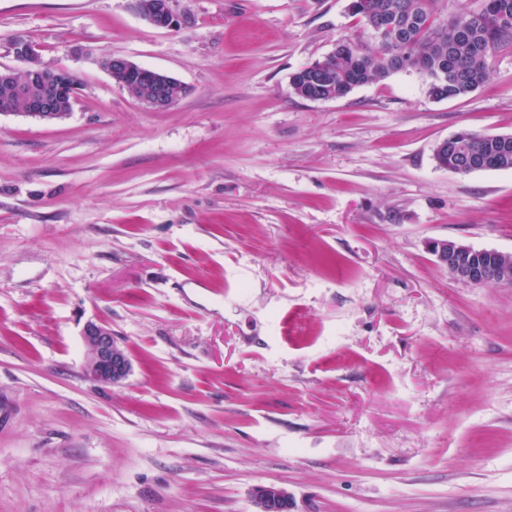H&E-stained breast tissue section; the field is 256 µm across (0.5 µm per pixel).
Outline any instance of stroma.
Instances as JSON below:
<instances>
[{"label": "stroma", "mask_w": 512, "mask_h": 512, "mask_svg": "<svg viewBox=\"0 0 512 512\" xmlns=\"http://www.w3.org/2000/svg\"><path fill=\"white\" fill-rule=\"evenodd\" d=\"M348 0H0L80 79L70 115L0 114V512H512V285L427 249L512 254V170L459 177L436 144L512 133V51L466 97L414 71L313 102L290 79ZM122 56L178 79L165 110ZM132 362L85 371L87 321ZM133 9L150 25L157 28H173L188 20L184 12L177 11L176 0H132ZM112 80L119 86H125L138 92L135 98L155 110L171 107L180 98L176 90L175 96L171 91L175 87L183 88L179 81L166 73L142 67L134 62L118 56L105 57L101 61ZM429 250L439 263L448 266V273L458 281L472 284L512 283V263L500 262V251L476 249L454 240L431 241ZM491 271L494 272V280H491ZM253 498L259 512H288L291 509L288 493L280 487L256 486Z\"/></svg>", "instance_id": "stroma-1"}]
</instances>
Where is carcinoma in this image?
<instances>
[{"label":"carcinoma","instance_id":"cac0c4a2","mask_svg":"<svg viewBox=\"0 0 512 512\" xmlns=\"http://www.w3.org/2000/svg\"><path fill=\"white\" fill-rule=\"evenodd\" d=\"M348 12L372 31L378 47H336L313 62L320 75L334 74L336 81L317 85L305 66L291 77L296 96L336 100L358 86L414 70L427 78L433 99L461 98L485 82L499 52L512 48V0H482L477 11L451 13L447 0H350ZM379 17L389 23L381 34L373 31ZM442 155L450 172L512 169L511 143L467 130L459 131Z\"/></svg>","mask_w":512,"mask_h":512}]
</instances>
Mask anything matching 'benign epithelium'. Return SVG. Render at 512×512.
<instances>
[{
  "label": "benign epithelium",
  "instance_id": "benign-epithelium-1",
  "mask_svg": "<svg viewBox=\"0 0 512 512\" xmlns=\"http://www.w3.org/2000/svg\"><path fill=\"white\" fill-rule=\"evenodd\" d=\"M176 0H132L133 9L150 25L173 28L188 20V16L175 9ZM14 56L25 62L30 76L21 85V92L30 96L23 115L43 121H59L68 113L58 112L54 100L72 93L73 85L68 70H49L36 65L40 60L39 47L31 40L17 36L11 42ZM112 80L119 86L137 89L136 99L155 110H164L176 102L172 89L179 81L166 73L142 67L124 57L109 56L101 61ZM429 250L439 263L448 266V273L458 280L472 284L512 283V263L498 261L501 252L476 249L454 240H435ZM87 375L103 385L122 383L130 375L132 363L127 352L116 342L112 330L89 321L82 329ZM258 512H290L288 493L276 486L259 485L253 489Z\"/></svg>",
  "mask_w": 512,
  "mask_h": 512
}]
</instances>
